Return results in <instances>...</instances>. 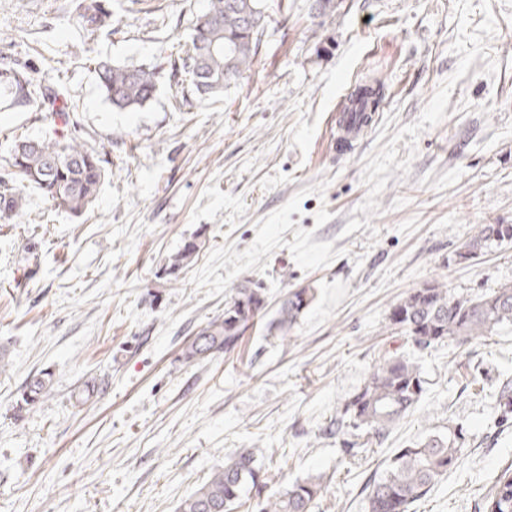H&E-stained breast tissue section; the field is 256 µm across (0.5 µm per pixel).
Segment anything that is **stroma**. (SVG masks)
<instances>
[{"mask_svg": "<svg viewBox=\"0 0 512 512\" xmlns=\"http://www.w3.org/2000/svg\"><path fill=\"white\" fill-rule=\"evenodd\" d=\"M107 4L108 34L87 31L72 0H0V59L64 93L110 173L82 215L29 187L0 222V512H177L242 449L276 490L324 476L312 512H367L365 486L395 449L452 424L460 463L410 512H480L512 467V424L494 420L512 326L418 355L387 314L432 280L455 296L512 284V243L457 258L477 225L512 224V0H266L251 70L180 111L187 85L169 77L143 108H113L95 63H165L208 0ZM375 76L373 123L334 153L348 80ZM53 128L0 88V171L15 137ZM195 235L198 258L170 274ZM246 286L265 308L237 348L186 360ZM295 288L313 303L272 329ZM393 352L417 355L426 397L346 464L326 428ZM45 370L51 395L21 406Z\"/></svg>", "mask_w": 512, "mask_h": 512, "instance_id": "obj_1", "label": "stroma"}]
</instances>
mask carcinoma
I'll list each match as a JSON object with an SVG mask.
<instances>
[{
	"label": "carcinoma",
	"instance_id": "carcinoma-1",
	"mask_svg": "<svg viewBox=\"0 0 512 512\" xmlns=\"http://www.w3.org/2000/svg\"><path fill=\"white\" fill-rule=\"evenodd\" d=\"M74 11L91 32L112 27V13L100 0H75ZM263 0H209L183 54L169 60L171 77L189 78L190 90L201 97L217 96L251 70L267 25ZM99 89L112 107L135 110L154 97L164 69L96 62ZM0 81L15 103L40 112L47 108L62 130L42 139L19 138L10 149L9 170L0 175V219L9 220L22 209L25 188H38L50 205L71 214H82L95 203L108 170L102 153L91 150L64 133L70 125L71 105L63 93L35 78L32 67L18 60L0 67ZM512 243V224H480L462 248L473 257L489 248ZM202 242H184L170 269L175 271L198 257ZM314 300V289L288 292L273 324L289 330ZM264 307L258 288H241L224 307V314L201 328L185 350L197 360L235 348ZM389 326L399 328L420 351L456 341L462 345L491 335L495 328L512 325V284H503L475 296H451L432 280L411 291L389 310ZM51 374L33 379L21 402L29 405L51 393ZM426 392L421 367L402 355H390L373 365L363 386L336 409L327 432L343 438L353 431L367 436L366 443L380 444L392 426L407 417ZM501 421L512 417V380L498 391ZM465 435L459 426L448 434L432 435L397 449L388 469L368 486V512H408L440 479L453 471L461 456ZM324 477L310 476L288 488L268 489V471L251 450L233 454L224 468L186 496L178 512H234L243 499L256 500V512H311L322 496ZM483 512H512V469L502 471L482 503Z\"/></svg>",
	"mask_w": 512,
	"mask_h": 512
}]
</instances>
